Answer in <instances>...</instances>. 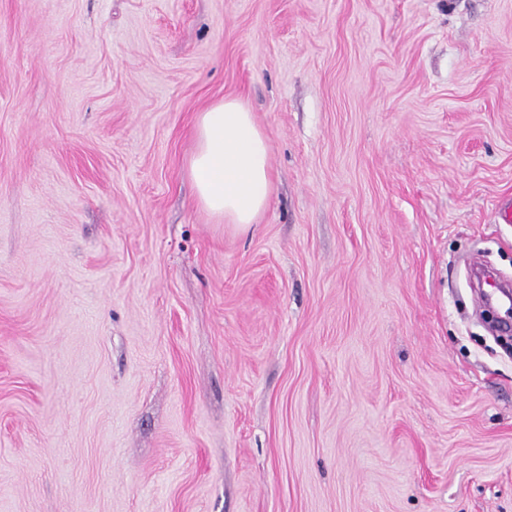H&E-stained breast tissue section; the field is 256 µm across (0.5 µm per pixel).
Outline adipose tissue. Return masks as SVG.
Here are the masks:
<instances>
[{
  "label": "adipose tissue",
  "mask_w": 512,
  "mask_h": 512,
  "mask_svg": "<svg viewBox=\"0 0 512 512\" xmlns=\"http://www.w3.org/2000/svg\"><path fill=\"white\" fill-rule=\"evenodd\" d=\"M190 160L201 207L217 220L248 231L269 204L267 138L238 100L212 104L197 118Z\"/></svg>",
  "instance_id": "obj_1"
}]
</instances>
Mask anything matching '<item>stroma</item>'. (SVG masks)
Here are the masks:
<instances>
[{"mask_svg": "<svg viewBox=\"0 0 512 512\" xmlns=\"http://www.w3.org/2000/svg\"><path fill=\"white\" fill-rule=\"evenodd\" d=\"M508 200L512 0H0V512H512ZM190 160L198 202L211 216L246 232L269 204L267 138L238 100L212 104L197 118Z\"/></svg>", "mask_w": 512, "mask_h": 512, "instance_id": "stroma-1", "label": "stroma"}]
</instances>
